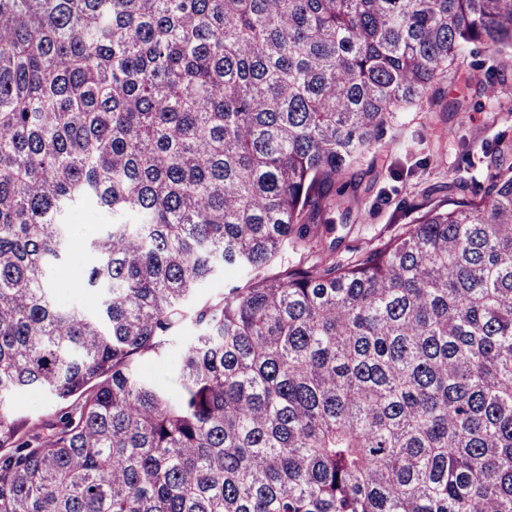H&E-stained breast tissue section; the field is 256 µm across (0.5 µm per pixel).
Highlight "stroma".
<instances>
[{
    "instance_id": "stroma-1",
    "label": "stroma",
    "mask_w": 512,
    "mask_h": 512,
    "mask_svg": "<svg viewBox=\"0 0 512 512\" xmlns=\"http://www.w3.org/2000/svg\"><path fill=\"white\" fill-rule=\"evenodd\" d=\"M491 56L483 49L468 55L457 77L441 87V104L395 113L386 144L366 155L354 170L349 191L359 199L351 212L336 208L320 221L312 247L286 250L281 265L304 267L325 257L350 261L402 233L413 219L411 205L427 188L454 178L481 179L474 166L484 150L512 140V78L496 79ZM77 253L73 266L57 267L52 279L67 305L93 308L96 298L74 267L89 265Z\"/></svg>"
}]
</instances>
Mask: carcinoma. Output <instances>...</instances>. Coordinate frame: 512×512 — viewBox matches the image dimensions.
<instances>
[{
	"label": "carcinoma",
	"mask_w": 512,
	"mask_h": 512,
	"mask_svg": "<svg viewBox=\"0 0 512 512\" xmlns=\"http://www.w3.org/2000/svg\"><path fill=\"white\" fill-rule=\"evenodd\" d=\"M475 43L512 71V0H0V512H512L511 141L266 274ZM88 204L92 314L50 279ZM76 223L73 224L75 234L77 237H83L85 234L93 231L100 224L108 222L107 217L94 208H87L81 210L76 217ZM16 407L19 413L32 420L50 416L55 411L54 401L38 391L20 395L17 399Z\"/></svg>",
	"instance_id": "cac0c4a2"
}]
</instances>
